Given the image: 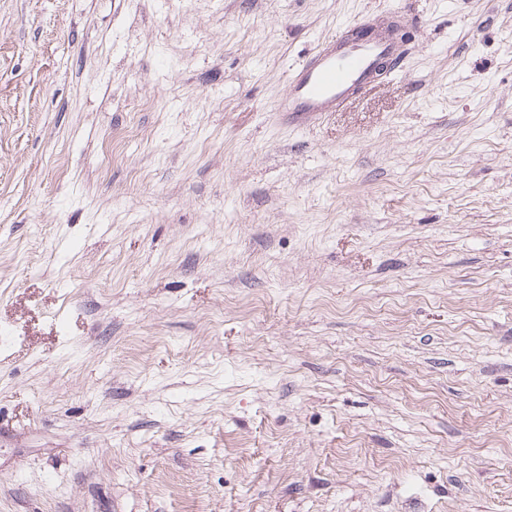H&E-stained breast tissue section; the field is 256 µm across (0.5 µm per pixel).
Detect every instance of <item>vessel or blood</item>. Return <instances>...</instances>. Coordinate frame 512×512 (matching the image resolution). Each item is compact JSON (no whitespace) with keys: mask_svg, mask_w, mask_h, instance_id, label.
<instances>
[{"mask_svg":"<svg viewBox=\"0 0 512 512\" xmlns=\"http://www.w3.org/2000/svg\"><path fill=\"white\" fill-rule=\"evenodd\" d=\"M405 57L395 26L343 25L290 74L288 91L274 109L292 123L338 111L372 86L378 62L399 65Z\"/></svg>","mask_w":512,"mask_h":512,"instance_id":"obj_1","label":"vessel or blood"}]
</instances>
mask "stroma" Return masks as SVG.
<instances>
[{
  "instance_id": "stroma-1",
  "label": "stroma",
  "mask_w": 512,
  "mask_h": 512,
  "mask_svg": "<svg viewBox=\"0 0 512 512\" xmlns=\"http://www.w3.org/2000/svg\"><path fill=\"white\" fill-rule=\"evenodd\" d=\"M0 512H512V0H0ZM396 27L397 19L385 28L364 22L343 25L289 75L287 94L275 104V112H288L293 123L344 108L375 82L378 62L395 64L388 73L401 66L406 50Z\"/></svg>"
}]
</instances>
